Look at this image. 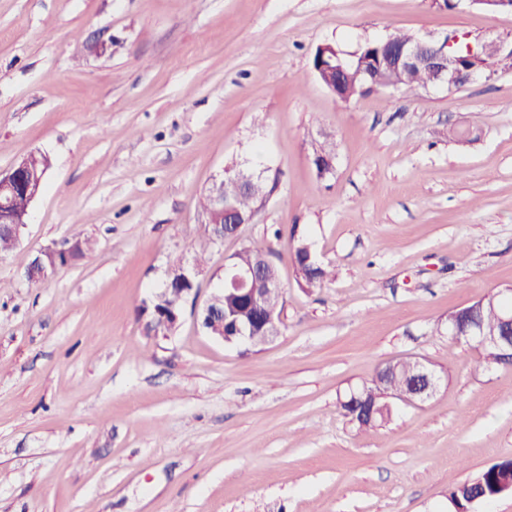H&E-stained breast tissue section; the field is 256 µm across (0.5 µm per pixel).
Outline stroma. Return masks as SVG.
Masks as SVG:
<instances>
[{
    "mask_svg": "<svg viewBox=\"0 0 512 512\" xmlns=\"http://www.w3.org/2000/svg\"><path fill=\"white\" fill-rule=\"evenodd\" d=\"M402 32L512 43V13L438 0H0V172L50 159L0 257V512H449L512 457V366L475 372L450 310L512 286V68L343 101L312 59ZM474 126L471 143L454 127ZM336 145L318 177L314 143ZM232 165L272 193L216 247L198 200ZM269 237L285 286L262 349L141 309L178 261ZM333 277L299 287L294 240ZM78 263L29 284L67 239ZM444 381L365 432L341 403L383 362ZM76 245V240H66L38 252L28 264L25 278L28 281H47L60 267L56 264L58 258L61 255L68 256Z\"/></svg>",
    "mask_w": 512,
    "mask_h": 512,
    "instance_id": "stroma-1",
    "label": "stroma"
}]
</instances>
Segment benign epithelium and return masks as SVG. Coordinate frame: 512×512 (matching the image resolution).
Returning a JSON list of instances; mask_svg holds the SVG:
<instances>
[{"instance_id":"7a95c632","label":"benign epithelium","mask_w":512,"mask_h":512,"mask_svg":"<svg viewBox=\"0 0 512 512\" xmlns=\"http://www.w3.org/2000/svg\"><path fill=\"white\" fill-rule=\"evenodd\" d=\"M469 5H479L489 12L512 11V0H468ZM459 38L453 36L442 41L412 40L398 43L392 38L382 40L384 51L376 57L351 54L354 61L348 62L339 57L336 47L330 43L319 46L320 58L323 63L313 67L319 82L333 96L343 95L345 87L351 85L352 79L361 77L365 82L364 89H398L410 72L425 70L432 78V85L448 88L462 87L478 78H488L493 72L486 69L482 61L485 56L500 57L505 60L512 58V47L508 48L498 41L479 43V52L464 61L449 51ZM230 176L239 190L255 195L259 191L261 177L242 169L227 168L223 176L214 179L208 187L212 206L208 211V224L205 225L210 240L221 246L224 239L237 238L241 228L253 221L255 210L240 211L234 201L224 196V177ZM44 185V176L31 173L29 158L19 159L11 170L0 173V235L20 238L28 224L30 211L21 216L15 214L14 205L18 198L23 197L27 205L40 195ZM77 241L66 240L60 244L49 246L38 252L25 270V278L29 281L48 280L57 270L56 261L62 255L67 256L75 248ZM202 268L195 264H183L178 271L168 272L164 288L160 293L167 294L172 288L180 287V283L197 279ZM266 274L263 264H244L238 261L237 254L224 258V287L216 289L197 311V321L212 336L226 342L240 344L251 343L260 331H265L266 340L275 336L277 320L273 309L283 298V288L278 280L268 282V288L261 296L257 295L252 285L254 281ZM245 296L250 299L254 312L234 320L224 318L217 320L214 310L224 307L225 292ZM193 294V289L184 288L178 297L155 311L154 322L162 327L173 329L180 322L185 304ZM512 295V288L496 291L495 297L502 299L496 309V322L492 325L473 317L465 322L458 319L459 312L448 313V336L456 342H465L486 351L490 359L498 364L512 363V304L503 301ZM414 371L420 377V383L412 390L397 391L389 394L405 404H415L431 397L441 385V374L426 362L410 360Z\"/></svg>"}]
</instances>
